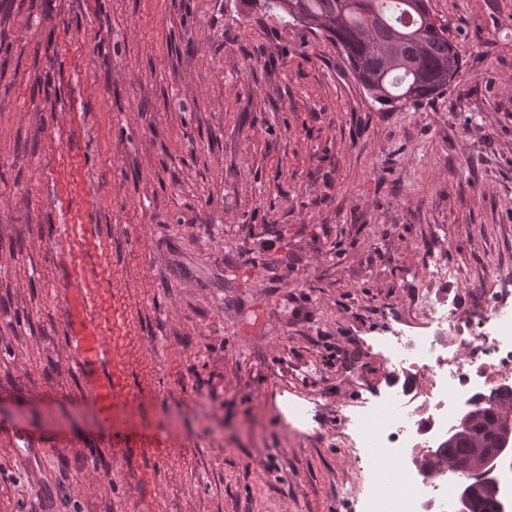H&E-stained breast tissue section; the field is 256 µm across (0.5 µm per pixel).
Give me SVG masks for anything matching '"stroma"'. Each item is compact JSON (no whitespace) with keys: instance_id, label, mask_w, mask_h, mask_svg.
I'll use <instances>...</instances> for the list:
<instances>
[{"instance_id":"1","label":"stroma","mask_w":512,"mask_h":512,"mask_svg":"<svg viewBox=\"0 0 512 512\" xmlns=\"http://www.w3.org/2000/svg\"><path fill=\"white\" fill-rule=\"evenodd\" d=\"M429 7L413 108L257 0H0V512H350L387 319L512 272V0Z\"/></svg>"}]
</instances>
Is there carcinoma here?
<instances>
[{"label":"carcinoma","instance_id":"1","mask_svg":"<svg viewBox=\"0 0 512 512\" xmlns=\"http://www.w3.org/2000/svg\"><path fill=\"white\" fill-rule=\"evenodd\" d=\"M265 12L281 11L329 34L357 80L382 104L416 106L442 94L462 57L448 26L434 21L428 0H263ZM502 416L471 402L467 426L444 443L448 462L469 480L467 512H501L495 488L477 485V448L492 446Z\"/></svg>","mask_w":512,"mask_h":512}]
</instances>
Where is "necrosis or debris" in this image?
Segmentation results:
<instances>
[{
  "label": "necrosis or debris",
  "mask_w": 512,
  "mask_h": 512,
  "mask_svg": "<svg viewBox=\"0 0 512 512\" xmlns=\"http://www.w3.org/2000/svg\"><path fill=\"white\" fill-rule=\"evenodd\" d=\"M496 281L467 299L464 323L447 305L434 303L428 290L418 291L411 307L420 331H407L399 321L381 337L389 389L342 414V443L361 466L347 490L359 512H447V481H427L408 468L398 476L370 459L420 454L434 435L447 432L459 396L481 399L512 386V276Z\"/></svg>",
  "instance_id": "obj_1"
}]
</instances>
